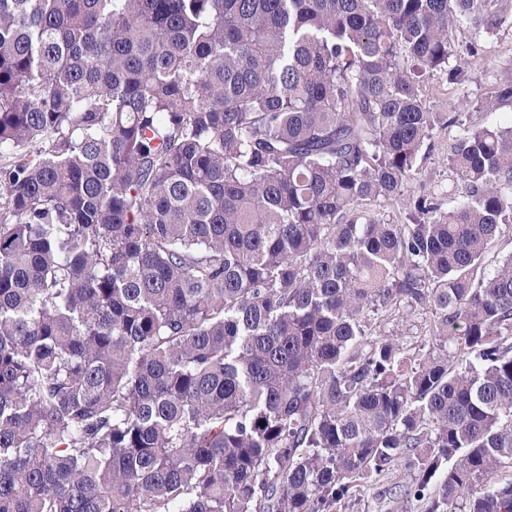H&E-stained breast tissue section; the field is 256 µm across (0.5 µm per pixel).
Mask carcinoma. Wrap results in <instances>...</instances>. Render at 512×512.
<instances>
[{
  "instance_id": "obj_1",
  "label": "carcinoma",
  "mask_w": 512,
  "mask_h": 512,
  "mask_svg": "<svg viewBox=\"0 0 512 512\" xmlns=\"http://www.w3.org/2000/svg\"><path fill=\"white\" fill-rule=\"evenodd\" d=\"M505 24L0 0V512H334L397 464L423 512H512V125L420 90ZM455 125L461 204L405 198ZM427 314L414 350L373 329Z\"/></svg>"
}]
</instances>
